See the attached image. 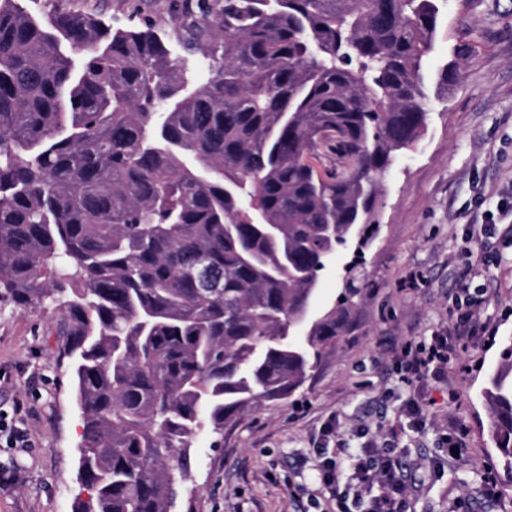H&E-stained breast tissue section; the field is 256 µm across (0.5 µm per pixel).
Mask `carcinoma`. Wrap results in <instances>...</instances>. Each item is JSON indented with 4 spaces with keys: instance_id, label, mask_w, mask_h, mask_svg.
I'll use <instances>...</instances> for the list:
<instances>
[{
    "instance_id": "cac0c4a2",
    "label": "carcinoma",
    "mask_w": 512,
    "mask_h": 512,
    "mask_svg": "<svg viewBox=\"0 0 512 512\" xmlns=\"http://www.w3.org/2000/svg\"><path fill=\"white\" fill-rule=\"evenodd\" d=\"M25 2L0 0V292L61 312L75 512H178L200 431L293 395L349 333L361 289L311 305L340 247L365 262L426 125L444 0H170L198 86L147 20ZM481 397L512 475V337Z\"/></svg>"
}]
</instances>
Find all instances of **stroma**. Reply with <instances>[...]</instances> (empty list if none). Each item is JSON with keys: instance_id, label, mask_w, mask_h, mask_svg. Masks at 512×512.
Returning a JSON list of instances; mask_svg holds the SVG:
<instances>
[{"instance_id": "35a3bbf8", "label": "stroma", "mask_w": 512, "mask_h": 512, "mask_svg": "<svg viewBox=\"0 0 512 512\" xmlns=\"http://www.w3.org/2000/svg\"><path fill=\"white\" fill-rule=\"evenodd\" d=\"M144 16L185 57L191 79L204 80L170 22L168 0H150ZM457 54V83L448 92L431 88L420 139L385 176L353 330L293 396L226 427L220 447L202 431L183 490L191 512H316L310 486L321 454L336 450L322 438L332 419L349 447L362 445L364 430L377 444L394 440L411 477L410 512L480 500L488 471L498 477V497L481 512H512V476L498 462L480 397L487 367L512 336V237L504 233L512 223V0H448L429 71ZM488 218L497 230L484 241L492 265L477 280L486 301L476 313L497 338L459 350L449 386L428 388L433 403L414 425L405 408L418 390L400 381L396 355L405 342L450 328L469 261L466 237ZM59 322L53 305L24 308L0 295V415L28 439L15 448L0 433V512H73L80 493L82 414ZM450 418L468 445L455 461L440 444Z\"/></svg>"}]
</instances>
